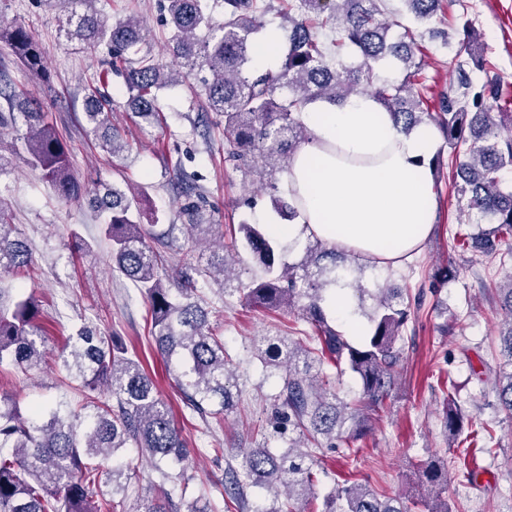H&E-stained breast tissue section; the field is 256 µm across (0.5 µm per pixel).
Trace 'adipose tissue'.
I'll use <instances>...</instances> for the list:
<instances>
[{
  "label": "adipose tissue",
  "mask_w": 512,
  "mask_h": 512,
  "mask_svg": "<svg viewBox=\"0 0 512 512\" xmlns=\"http://www.w3.org/2000/svg\"><path fill=\"white\" fill-rule=\"evenodd\" d=\"M303 121L309 140L288 169L300 221L268 225L269 234L291 244L317 239L380 267L417 253L438 209L428 166L432 128L403 134L367 96L308 110Z\"/></svg>",
  "instance_id": "1"
}]
</instances>
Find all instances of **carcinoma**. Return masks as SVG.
<instances>
[{"mask_svg": "<svg viewBox=\"0 0 512 512\" xmlns=\"http://www.w3.org/2000/svg\"><path fill=\"white\" fill-rule=\"evenodd\" d=\"M100 0H39L58 13L59 32L68 42L103 47L111 65L125 63L128 107L144 126L162 120L158 93L206 70L202 82L206 108L224 121V163L263 179L276 212L297 209L277 195V175L288 171L294 152L308 140L300 115L317 102L331 104L360 94L379 101L394 126L409 134L426 124L438 129L453 151L448 156L452 185L458 199L455 239L469 262L504 270L512 262V112H495L488 101L500 100L497 76L485 68L480 35L464 21L462 31L475 52L471 68L448 59L455 80L448 90L428 97L423 76L427 47L403 18L386 17V0H281L288 18V51L277 71L252 69L255 35L264 28L267 0H223L224 23L209 24L211 3L217 0H166L172 34L167 47L170 63L141 54V23L135 18L112 22L97 9ZM418 24H428L442 0H399ZM330 28L334 40L325 43L318 31ZM0 41L33 77L48 81L38 44L20 23L0 25ZM393 67L402 79H380L376 70ZM484 72L476 82L472 72ZM0 98V128L23 122L24 162L38 171L66 201L84 190L71 172L66 141L48 121L40 104L25 88L6 79ZM110 101L94 94L83 112L88 131L100 139L103 151L117 156L128 142L110 119ZM138 192L126 194L116 186L105 189L97 212L111 244L113 270L130 280L149 303L150 333L165 368L186 402L203 418L221 424L239 396L222 337L210 331L208 311L200 304V290L216 285L224 294L241 293L245 302L296 315L312 328V345L304 347L283 336L252 341V353L267 371L281 373L275 396V415L281 433L289 432L288 448L268 443L245 454L240 469L232 470L229 500L242 507L245 490L263 488L271 507L253 512H309L314 498L315 450L347 445L370 429L375 416L400 377L399 350L408 324L415 321L422 301L401 288L375 289L371 328L358 344L350 343L329 321L323 303L330 286L351 287L364 294L355 272L362 267L356 255L323 243L308 241L299 264H282L274 239L263 224L238 225L246 248L263 271L243 288H230L226 257H182L174 231L189 233L192 246L215 243L224 249L219 225L209 223L201 195L180 210L184 224L168 225L160 233L148 231L133 209ZM31 246L16 235L15 225L0 200V272L21 276L28 271ZM501 309L509 316L501 332L500 355L494 381L498 403L512 418V274L504 283L490 282ZM42 311L33 296L11 304L0 291V365L37 367L46 351L41 341ZM65 370L82 395L79 408L36 407L23 412L19 403H0V512H112L114 497L126 495L140 481L135 466L117 467L118 450L134 445L147 458L159 481V495L142 512H170V484L186 491L188 457L169 406L159 398L152 378L138 359L127 356L117 338L82 330L59 354ZM340 378L350 372L361 384L351 405L331 388L324 366ZM467 416L454 402L444 412V428L456 436ZM434 486L428 512H448V461L430 457L417 464ZM321 512H408L399 498H380L369 485L353 482L337 486L322 503Z\"/></svg>", "mask_w": 512, "mask_h": 512, "instance_id": "cac0c4a2", "label": "carcinoma"}]
</instances>
